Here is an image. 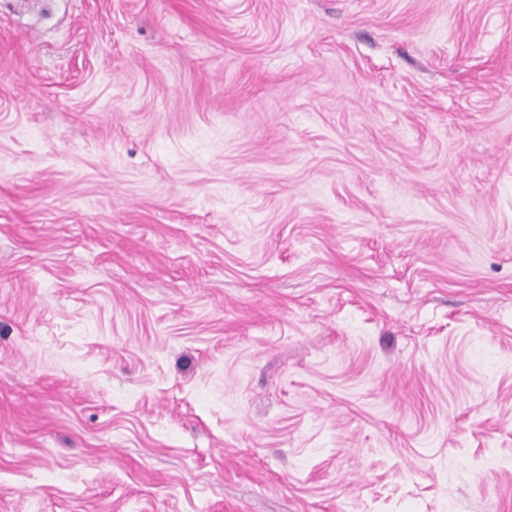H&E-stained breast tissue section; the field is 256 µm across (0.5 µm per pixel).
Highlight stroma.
<instances>
[{"instance_id": "stroma-1", "label": "stroma", "mask_w": 512, "mask_h": 512, "mask_svg": "<svg viewBox=\"0 0 512 512\" xmlns=\"http://www.w3.org/2000/svg\"><path fill=\"white\" fill-rule=\"evenodd\" d=\"M0 512H512V0H0Z\"/></svg>"}]
</instances>
